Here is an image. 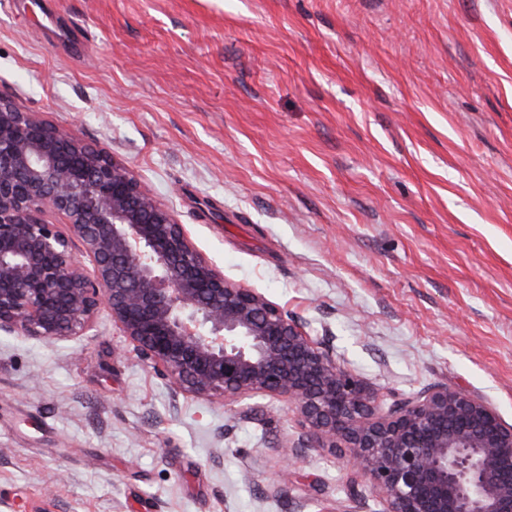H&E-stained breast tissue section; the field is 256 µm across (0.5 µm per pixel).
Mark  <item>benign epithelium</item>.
Here are the masks:
<instances>
[{
    "mask_svg": "<svg viewBox=\"0 0 512 512\" xmlns=\"http://www.w3.org/2000/svg\"><path fill=\"white\" fill-rule=\"evenodd\" d=\"M102 308L173 399L287 403L304 432L281 455L347 449L352 487L385 512H512V425L490 402L446 386L386 402L303 324L224 278L120 160L0 98V331L68 339Z\"/></svg>",
    "mask_w": 512,
    "mask_h": 512,
    "instance_id": "1",
    "label": "benign epithelium"
}]
</instances>
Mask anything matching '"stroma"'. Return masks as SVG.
Returning <instances> with one entry per match:
<instances>
[{"label": "stroma", "mask_w": 512, "mask_h": 512, "mask_svg": "<svg viewBox=\"0 0 512 512\" xmlns=\"http://www.w3.org/2000/svg\"><path fill=\"white\" fill-rule=\"evenodd\" d=\"M0 97L113 154L383 393L512 424V0H0ZM174 400L100 311L0 332V512H379L299 417Z\"/></svg>", "instance_id": "35a3bbf8"}]
</instances>
